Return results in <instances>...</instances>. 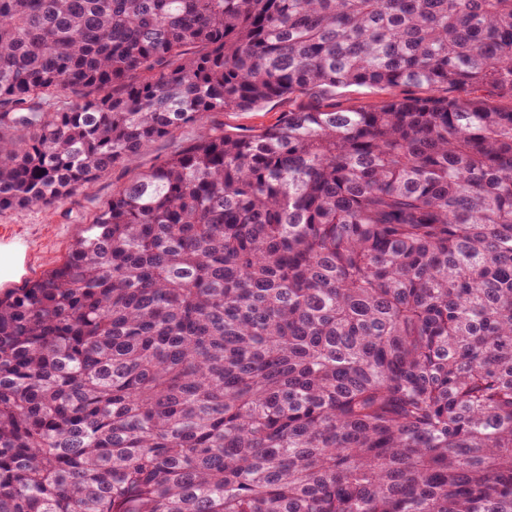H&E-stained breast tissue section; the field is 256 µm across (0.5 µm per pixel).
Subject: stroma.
<instances>
[{
    "label": "stroma",
    "instance_id": "obj_1",
    "mask_svg": "<svg viewBox=\"0 0 512 512\" xmlns=\"http://www.w3.org/2000/svg\"><path fill=\"white\" fill-rule=\"evenodd\" d=\"M413 88L349 87L329 97L314 91L290 97H279L249 111H227L209 115L207 124L224 126L230 131L251 133L275 124L285 112L322 105L339 109H360L380 105L391 98L413 95ZM199 134L195 125L182 127L175 135L152 142L135 165H118L102 173L93 187L55 208L15 207L0 210V246L17 244L24 249L23 272L20 277L0 283V291L22 286L58 266L82 235L87 224L133 177L150 171L162 159L192 142Z\"/></svg>",
    "mask_w": 512,
    "mask_h": 512
}]
</instances>
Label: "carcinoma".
Segmentation results:
<instances>
[{"mask_svg":"<svg viewBox=\"0 0 512 512\" xmlns=\"http://www.w3.org/2000/svg\"><path fill=\"white\" fill-rule=\"evenodd\" d=\"M454 96L205 127L316 89ZM512 0H0V209L158 138L0 293V512H512Z\"/></svg>","mask_w":512,"mask_h":512,"instance_id":"1","label":"carcinoma"}]
</instances>
